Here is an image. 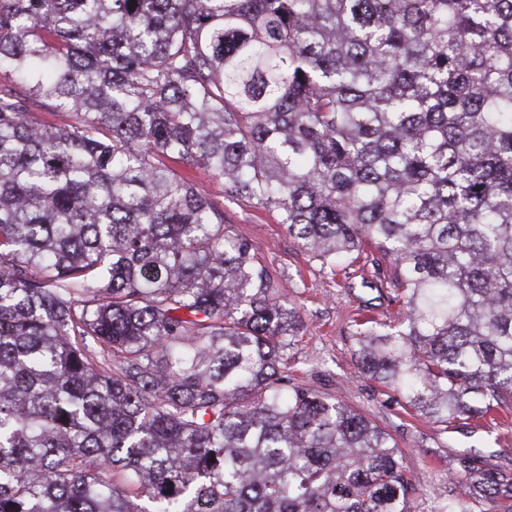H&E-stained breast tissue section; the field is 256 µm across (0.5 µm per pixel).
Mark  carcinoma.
I'll return each mask as SVG.
<instances>
[{"mask_svg": "<svg viewBox=\"0 0 512 512\" xmlns=\"http://www.w3.org/2000/svg\"><path fill=\"white\" fill-rule=\"evenodd\" d=\"M238 202L397 291L359 376L512 408V0H0V512H412L394 439L290 383ZM462 468L446 512L512 498Z\"/></svg>", "mask_w": 512, "mask_h": 512, "instance_id": "1", "label": "carcinoma"}]
</instances>
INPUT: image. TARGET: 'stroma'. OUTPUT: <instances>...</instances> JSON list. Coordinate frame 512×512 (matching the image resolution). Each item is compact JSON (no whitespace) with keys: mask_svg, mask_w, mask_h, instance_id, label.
Instances as JSON below:
<instances>
[{"mask_svg":"<svg viewBox=\"0 0 512 512\" xmlns=\"http://www.w3.org/2000/svg\"><path fill=\"white\" fill-rule=\"evenodd\" d=\"M226 218L231 233L255 245L301 310L306 330L288 350L292 383L342 398L394 438L416 489L412 512H438L457 495L467 451H481L490 468L512 470V414L480 428L447 429L413 415L398 393L358 376L354 322L393 312V288L376 286L368 269L323 270L272 214L249 204L228 210Z\"/></svg>","mask_w":512,"mask_h":512,"instance_id":"stroma-1","label":"stroma"}]
</instances>
